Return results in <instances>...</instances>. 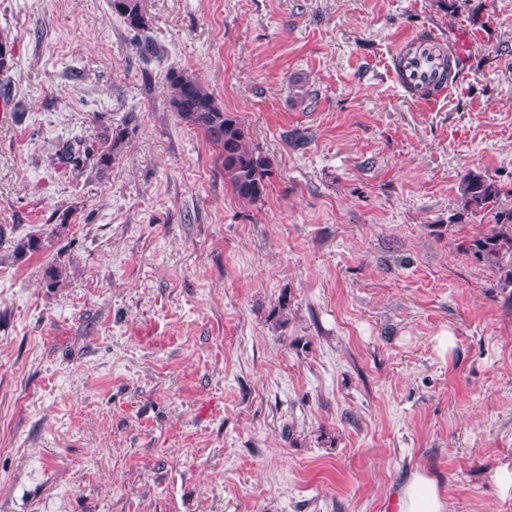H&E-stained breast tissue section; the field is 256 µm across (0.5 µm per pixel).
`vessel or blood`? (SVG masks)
Segmentation results:
<instances>
[{"instance_id":"1","label":"vessel or blood","mask_w":512,"mask_h":512,"mask_svg":"<svg viewBox=\"0 0 512 512\" xmlns=\"http://www.w3.org/2000/svg\"><path fill=\"white\" fill-rule=\"evenodd\" d=\"M444 51L437 38L429 35L414 37L410 42V50L400 53L395 59V69L405 89L415 96L416 100L432 103L433 87H441L442 91L452 90L453 79H442Z\"/></svg>"}]
</instances>
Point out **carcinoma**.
<instances>
[{
  "label": "carcinoma",
  "instance_id": "1",
  "mask_svg": "<svg viewBox=\"0 0 512 512\" xmlns=\"http://www.w3.org/2000/svg\"><path fill=\"white\" fill-rule=\"evenodd\" d=\"M112 13L120 18L128 32L138 40L145 56L157 54V45L146 35L148 19L141 0H111ZM169 104L180 119L200 131L220 151L224 178L242 200L255 202L266 190L273 171L270 160L249 145L244 126L231 112L224 111L204 86L185 70H173L166 76ZM125 130L101 132L93 142L62 146L58 160L63 165H77L94 158L98 178L109 176L119 155ZM462 211L483 214L494 221L490 233L471 240L467 250L473 257L496 268L502 287H512V210L502 208L504 187L480 171L465 174L459 184ZM42 248V234L32 232L13 241L12 256L19 260Z\"/></svg>",
  "mask_w": 512,
  "mask_h": 512
}]
</instances>
